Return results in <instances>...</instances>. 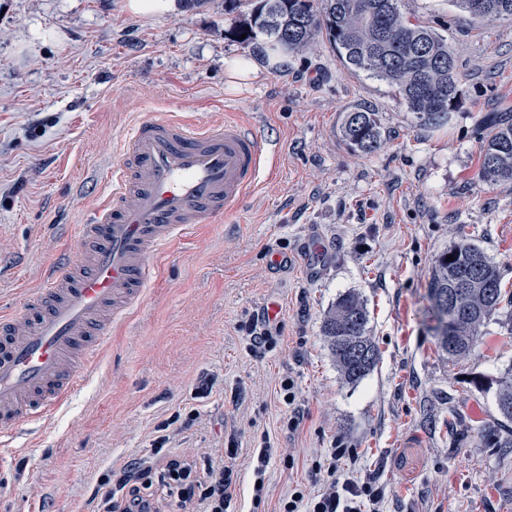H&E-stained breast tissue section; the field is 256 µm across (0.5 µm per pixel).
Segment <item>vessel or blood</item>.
<instances>
[{
    "label": "vessel or blood",
    "mask_w": 512,
    "mask_h": 512,
    "mask_svg": "<svg viewBox=\"0 0 512 512\" xmlns=\"http://www.w3.org/2000/svg\"><path fill=\"white\" fill-rule=\"evenodd\" d=\"M105 204L80 227L79 263L49 269L18 313L0 314V431L57 410L155 276L154 257L196 224L236 210L264 148L234 119L199 127L147 117L118 145Z\"/></svg>",
    "instance_id": "obj_1"
}]
</instances>
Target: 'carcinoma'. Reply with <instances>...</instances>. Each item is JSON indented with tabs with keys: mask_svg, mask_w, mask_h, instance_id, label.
<instances>
[{
	"mask_svg": "<svg viewBox=\"0 0 512 512\" xmlns=\"http://www.w3.org/2000/svg\"><path fill=\"white\" fill-rule=\"evenodd\" d=\"M481 22L512 20V0H453ZM250 21L235 29L241 43L263 52L258 36L299 53L315 36H326L348 70L366 71L396 87L419 124L445 125L460 105L457 65L448 39L405 16L399 0H262ZM342 139L355 152L377 151L383 135L377 114L344 113ZM482 175L512 181V123H502L480 153ZM453 260H447V256ZM429 329L442 354L455 360L475 350L481 327L501 309L499 267L482 248L460 240L435 261L427 289ZM369 311L355 292L340 295L323 321V335L341 379L356 384L376 366L379 352L368 331ZM501 416L512 422V368L495 380ZM490 448H512V430L488 426Z\"/></svg>",
	"mask_w": 512,
	"mask_h": 512,
	"instance_id": "cac0c4a2",
	"label": "carcinoma"
}]
</instances>
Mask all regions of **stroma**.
Here are the masks:
<instances>
[{"mask_svg":"<svg viewBox=\"0 0 512 512\" xmlns=\"http://www.w3.org/2000/svg\"><path fill=\"white\" fill-rule=\"evenodd\" d=\"M259 3L228 12L224 0H186L157 17L130 14L126 0H0V312L19 311L47 268L77 258L119 139L144 117L237 118L277 157L233 214L194 225L158 258L69 402L0 440V512H94L102 483L134 458L140 471L116 512L129 494L170 512L159 472L179 459L203 478L231 444L241 478L230 512H277L299 484L321 491L311 473L332 448L385 488L380 512H512V453L479 434L500 418L492 382L512 367V182L487 180L479 161L491 118L512 115V20L401 0L457 60L461 104L429 129L322 36L229 89L227 61L257 59L234 29ZM353 109L377 113L379 150L360 155L341 139ZM463 238L499 265L506 297L459 361L436 348L426 294L435 259ZM275 253L287 266H271ZM348 291L366 302L379 351L354 386L322 331ZM253 323L276 338L258 357ZM267 442L269 492L257 505L250 464Z\"/></svg>","mask_w":512,"mask_h":512,"instance_id":"35a3bbf8","label":"stroma"}]
</instances>
